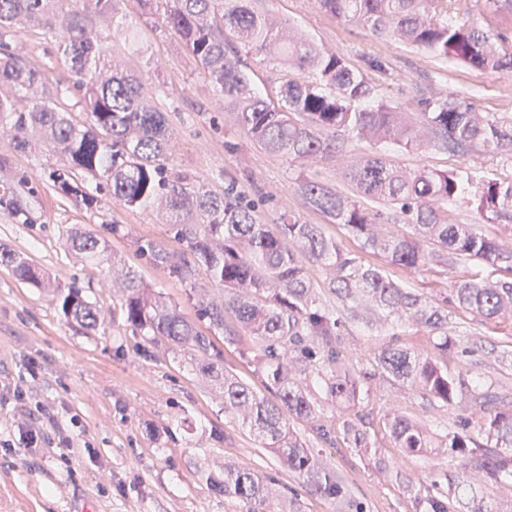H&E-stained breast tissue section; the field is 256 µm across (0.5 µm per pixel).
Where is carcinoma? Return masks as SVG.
Returning <instances> with one entry per match:
<instances>
[{
  "label": "carcinoma",
  "instance_id": "1",
  "mask_svg": "<svg viewBox=\"0 0 512 512\" xmlns=\"http://www.w3.org/2000/svg\"><path fill=\"white\" fill-rule=\"evenodd\" d=\"M71 0H0V83L13 95L0 97V128L14 145L24 149L29 135L41 131L46 143L62 152L70 168L95 182V189L127 207L151 211L159 204L186 243L197 265L224 288V303L203 308L211 326L224 329V315L259 344V361L266 387L277 402L258 395L237 377L223 372L220 356L205 364L224 376V407L243 414V423L266 448L287 463L288 470L311 482L328 496L342 495L338 481L305 448L288 425V416L308 419L315 414V398L303 385L304 375H316L332 400L355 405L365 384L379 376L409 386L433 400L452 404L469 388L433 358L409 349L386 348L376 357V370L363 376L338 364L328 353V364L316 367V342L330 346L338 319L316 304L304 261L327 268V287L342 305L357 313L370 302L387 314H405L437 339L446 351L448 311L457 309L482 321L512 318V244L485 236L471 224L449 220L448 206H469L484 224H497L512 240V180L477 176L467 167L448 172L420 167L406 171L380 150L347 168L345 177L353 195L343 196L315 179L298 185L304 205L340 224L361 248L379 256L382 264L364 262L343 251L325 236L319 225L284 212L277 224L262 221L257 204L231 180L214 192L191 188L166 174L170 130L165 113L151 103L154 86L142 75L103 78L109 47L98 24L111 21L121 0H83L72 9ZM141 14L177 39L207 71L214 92L224 97V111L235 114L243 133L261 148L287 161L310 162L334 153L340 143L363 139L375 145L395 144L407 151L430 149L459 158L488 154L512 166V116L479 112L456 95H436L424 101L419 120L378 99L368 77L343 58L315 43L290 37L283 40L279 23L261 9L258 0H136ZM457 0H317L319 9L345 23L361 26L380 38L399 40L444 62L492 73H512V45L460 19ZM28 26L61 37L60 50L73 80L82 92L88 123L76 124L61 102V85L51 83L25 60L6 52L8 41ZM256 50L280 69L312 73V79L284 75L277 100L252 86L239 48ZM54 185L65 196L87 206L98 197L70 175L54 172ZM0 207L31 223L27 201L3 185ZM368 199L394 210L400 223L381 224L360 204ZM104 239L88 233L75 240L87 254L101 253ZM154 262L184 280L195 266L177 262L173 255L149 247ZM459 259L472 260L502 272L497 279H468L451 288V299L437 303L396 282L389 268L411 270L429 263L448 268ZM0 262L26 282L41 283L27 260L0 251ZM128 293L124 314L132 325L163 336L176 345L208 351V337L198 335L176 311L161 302L137 275L123 273ZM62 310L88 329H95L100 312L70 288L60 295ZM479 433L494 441L480 444L467 432L444 439L432 435L420 421L390 412L386 424L396 447L408 455L455 454L462 460L461 475L448 479V492L417 497L421 512H450L451 492L471 496L468 512H512V498L502 501L495 488L512 485V405H494L487 393L475 397ZM343 438L353 448H368L363 426L345 421ZM213 489L248 505V512H301L296 498L283 502L271 495L258 475L226 469Z\"/></svg>",
  "mask_w": 512,
  "mask_h": 512
}]
</instances>
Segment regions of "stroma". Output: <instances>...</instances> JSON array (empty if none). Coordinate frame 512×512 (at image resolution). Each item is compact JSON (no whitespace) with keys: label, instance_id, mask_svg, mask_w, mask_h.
I'll use <instances>...</instances> for the list:
<instances>
[{"label":"stroma","instance_id":"stroma-1","mask_svg":"<svg viewBox=\"0 0 512 512\" xmlns=\"http://www.w3.org/2000/svg\"><path fill=\"white\" fill-rule=\"evenodd\" d=\"M267 7L283 27L366 72L378 98L398 110L418 115L423 98L451 92L479 111L512 115V75L447 65L403 42L374 38L325 15L316 0H269ZM459 8L462 17L512 41V10L488 12L483 0H461ZM119 15L135 23L142 52L117 48L110 55L120 70L152 71L157 89L152 103L167 112L172 132L169 176L211 190L235 180L260 201L265 223L275 224L284 211L295 212L319 225L344 251L360 254L357 240L342 226L305 208L297 186L312 177L350 195L344 171L371 151V143L349 140L342 152L304 164L265 152L242 133L234 113L225 111L200 65L176 39L156 30L153 18L140 14L136 0H122ZM60 42L59 35L35 27L13 42L11 51L38 66L49 81L65 82L70 74ZM385 151L408 170L464 165L488 177H512L511 167L487 156L464 161L391 145ZM68 166L41 136L19 150L0 133V185L21 191L32 217L22 224L0 208V249L28 259L43 277L42 284L28 283L0 265V512H247L242 502L210 486L211 478L228 468L264 477L281 496L298 497L303 512H416L414 491L447 489L459 457L405 456L389 435L386 416L396 411L431 432L451 434L470 416V396L446 406L386 381L365 389L352 409L315 388V417L290 421L311 453L336 473L344 499L325 496L289 471L238 413L225 408L224 383L205 371L203 352L127 322L121 273L133 270L161 301L210 337L224 370L266 394L253 337L215 332L201 315L206 305L223 302L222 289L202 272L181 280L142 252V245L152 243L178 256L187 253L162 211L115 202L89 207L61 195L49 174ZM90 231L107 242L97 260L72 246L73 239ZM306 271L317 304L340 317L336 349L347 366L370 372L382 349L408 347L512 403V319L479 323L449 310L454 344L443 352L413 320L380 316L368 325L351 319L327 286L328 271L314 263ZM390 274L439 301L449 296L454 282L486 278L492 271L462 261L444 273L426 265L394 268ZM72 286L100 310L95 329L64 315L54 292ZM476 341L494 345L496 356L473 350ZM358 419L367 424L370 450L349 447L343 439V421ZM27 434L37 436V443L21 444Z\"/></svg>","mask_w":512,"mask_h":512}]
</instances>
